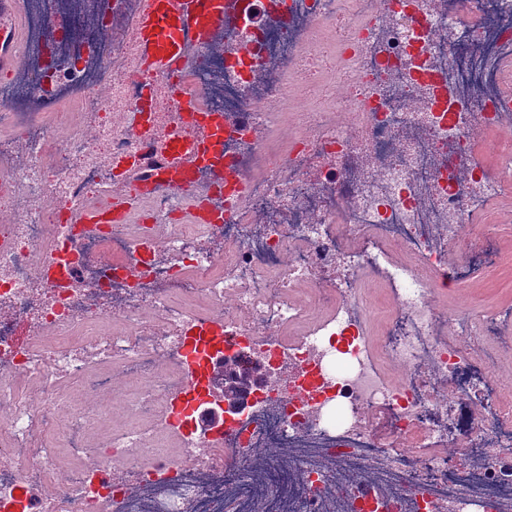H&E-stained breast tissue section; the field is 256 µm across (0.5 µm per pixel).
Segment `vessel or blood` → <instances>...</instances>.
Listing matches in <instances>:
<instances>
[{
  "label": "vessel or blood",
  "instance_id": "1",
  "mask_svg": "<svg viewBox=\"0 0 512 512\" xmlns=\"http://www.w3.org/2000/svg\"><path fill=\"white\" fill-rule=\"evenodd\" d=\"M228 0H138L125 27L134 78L132 104L125 110V126L135 139L130 154L112 157L114 191L96 206L67 212L71 224H126L132 199H150L164 191L179 192L188 203L191 223H206L210 201L224 181V116L205 112L187 78L199 57L216 45ZM25 39L23 0H0V73L16 71L23 60ZM178 106L175 119L162 117L157 101ZM215 166L212 181L200 183L196 170ZM221 334L211 336L216 354L210 364L198 361L199 342H192L187 361L193 379L179 400L189 423L208 431L223 428V416L208 419V399L224 389V359L218 350Z\"/></svg>",
  "mask_w": 512,
  "mask_h": 512
}]
</instances>
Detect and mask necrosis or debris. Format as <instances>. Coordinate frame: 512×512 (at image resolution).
I'll use <instances>...</instances> for the list:
<instances>
[{
  "mask_svg": "<svg viewBox=\"0 0 512 512\" xmlns=\"http://www.w3.org/2000/svg\"><path fill=\"white\" fill-rule=\"evenodd\" d=\"M39 2L20 47L37 66L0 82V203L15 212L0 224V512H512V311L433 305L470 272L474 215L512 194V0L240 7L189 76L226 120L211 224L181 223L176 193L137 224L63 223L112 184L88 157L128 145L98 88L129 84L119 30L137 0L62 45L44 37L57 0ZM64 51L80 68H52ZM69 99L95 139L45 122ZM211 326L263 379L201 434L172 407L184 341ZM65 380L104 401L73 402ZM60 448L75 464L57 487Z\"/></svg>",
  "mask_w": 512,
  "mask_h": 512,
  "instance_id": "1",
  "label": "necrosis or debris"
}]
</instances>
